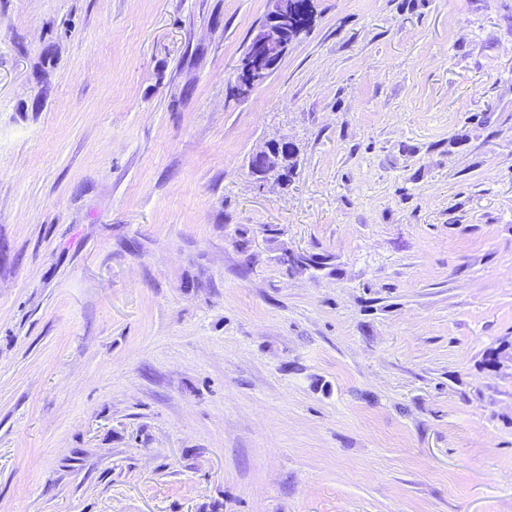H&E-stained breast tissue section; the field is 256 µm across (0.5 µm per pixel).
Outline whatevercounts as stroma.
<instances>
[{
  "label": "stroma",
  "mask_w": 512,
  "mask_h": 512,
  "mask_svg": "<svg viewBox=\"0 0 512 512\" xmlns=\"http://www.w3.org/2000/svg\"><path fill=\"white\" fill-rule=\"evenodd\" d=\"M311 5L0 0V512H512V0ZM310 2V0H299ZM298 0H270L272 7L253 36L236 67V93L248 97L276 70L289 47L308 25L299 22L302 15ZM290 25V26H289ZM288 143H291L288 139L268 141L251 154L249 159V170L251 172L263 170L266 174L262 176L257 174V176H260V178H258L260 183L266 182L269 179V176H272L270 174L277 169V155L275 154L276 152L274 149L282 146L283 148L288 147Z\"/></svg>",
  "instance_id": "stroma-1"
}]
</instances>
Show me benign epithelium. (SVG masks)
I'll list each match as a JSON object with an SVG mask.
<instances>
[{
  "instance_id": "7a95c632",
  "label": "benign epithelium",
  "mask_w": 512,
  "mask_h": 512,
  "mask_svg": "<svg viewBox=\"0 0 512 512\" xmlns=\"http://www.w3.org/2000/svg\"><path fill=\"white\" fill-rule=\"evenodd\" d=\"M272 7L265 21L253 36L250 44L239 59L236 67V93L245 98L261 85L276 70L298 38L296 31L308 28L299 21L301 5L299 0H270ZM288 146V140H272L255 150L249 159V170H261L260 182L264 183L277 169L275 149Z\"/></svg>"
}]
</instances>
